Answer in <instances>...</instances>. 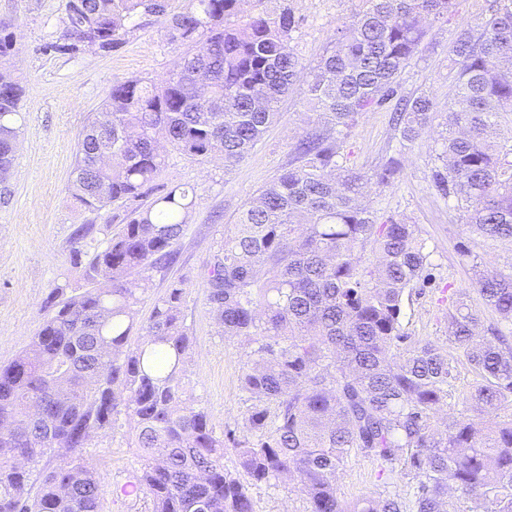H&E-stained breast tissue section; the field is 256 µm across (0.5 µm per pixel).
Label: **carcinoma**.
<instances>
[{
	"label": "carcinoma",
	"instance_id": "1",
	"mask_svg": "<svg viewBox=\"0 0 512 512\" xmlns=\"http://www.w3.org/2000/svg\"><path fill=\"white\" fill-rule=\"evenodd\" d=\"M334 33L308 84L310 129L279 177L246 202L224 235L207 300L222 336L250 345L241 386L252 406L242 435H219L188 394L191 339L183 323L184 281L154 301L145 340L131 345L137 307L165 267L198 195L180 184L130 210L105 245L77 248L71 265L84 288L55 287L26 350L0 368V512H99L104 493L84 448L133 425L140 467L129 483L152 512H254L249 487L296 479L308 512H512V330H479L473 305L448 313L454 349L479 381L461 405L476 413L439 423L451 363L432 341L400 349L404 295L430 265L417 225L378 224L368 189L390 185L391 157L371 172L336 171L338 136L396 95L398 77L454 0H359ZM244 0H67L63 53L100 44L112 51L145 17L183 45L175 69L156 83L112 85L78 146L69 191L98 214L152 190L168 150L231 166L277 120L281 96L300 77L292 48L294 11L248 13ZM449 56L455 97L432 178L466 215L468 232L512 241V148L490 136L512 114V0L460 30ZM23 87L0 83V200L20 133ZM424 92L399 99L400 146L434 119ZM471 291L512 326V269L478 274ZM247 480L224 469V440ZM59 452L60 463L39 468ZM353 451L382 473L414 480L411 504L396 496L352 504L336 495V471Z\"/></svg>",
	"mask_w": 512,
	"mask_h": 512
}]
</instances>
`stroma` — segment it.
<instances>
[{
	"instance_id": "stroma-1",
	"label": "stroma",
	"mask_w": 512,
	"mask_h": 512,
	"mask_svg": "<svg viewBox=\"0 0 512 512\" xmlns=\"http://www.w3.org/2000/svg\"><path fill=\"white\" fill-rule=\"evenodd\" d=\"M450 19L426 23L417 56L399 77L397 93L426 92L439 112L431 127L408 149H400L392 124L393 102L364 114L344 140L337 162L371 170L397 156L399 170L389 186L372 189L371 206L380 224L408 220L418 224L431 254V276L418 282L405 302L402 326L412 340L433 341L450 349L448 312L468 288L475 268H512V242L469 234L453 201L432 183L434 155L445 132L443 114L452 93L448 47L459 30L490 16L502 0H456ZM66 0H0V34H11L12 76L25 88L22 126L10 171L11 198L0 203V365L11 363L39 330L56 285L83 287L70 264L74 249L103 245L123 224L129 205H113L89 219L70 197L68 185L75 154L93 113L109 96L114 82L130 78L163 80L182 54L156 19L129 33L115 51L92 49L64 54L55 50L65 19ZM291 6L299 19L293 50L302 79L279 102V117L262 141L242 161L225 168L218 160L200 161L171 154L154 182L195 188L199 200L172 262L153 275L152 294L138 315L146 322L156 294L169 282L184 280V321L192 340L187 366L191 393L216 430H241L250 402L241 388L248 348L219 336L207 301L208 273L214 257L243 204L276 178L291 160L312 111L306 94L311 72L329 47L334 28L350 20L357 0H247V8ZM471 253L463 259L461 250ZM85 457L97 470L105 493L101 512H151L143 496H118L138 466L127 428L94 438ZM380 464L360 453L344 459L336 492L347 503L389 491L411 498L408 479L382 481ZM251 494L256 512H306L305 496L288 482L259 484Z\"/></svg>"
}]
</instances>
